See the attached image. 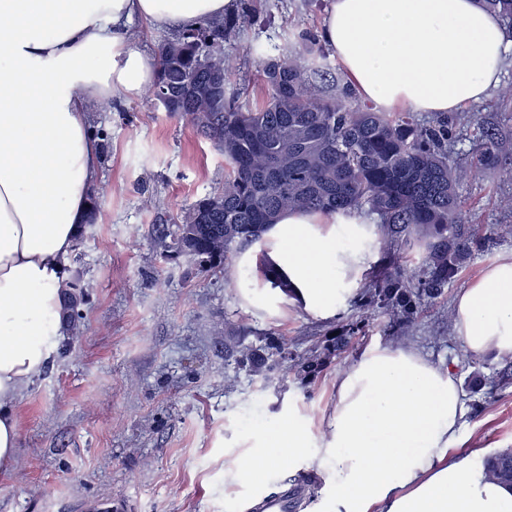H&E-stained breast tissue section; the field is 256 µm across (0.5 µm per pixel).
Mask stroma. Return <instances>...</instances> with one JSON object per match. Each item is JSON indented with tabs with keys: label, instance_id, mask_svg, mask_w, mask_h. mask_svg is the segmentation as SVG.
Listing matches in <instances>:
<instances>
[{
	"label": "stroma",
	"instance_id": "35a3bbf8",
	"mask_svg": "<svg viewBox=\"0 0 512 512\" xmlns=\"http://www.w3.org/2000/svg\"><path fill=\"white\" fill-rule=\"evenodd\" d=\"M330 0H235L247 21L224 44L233 69L228 87L242 104L264 96L261 62L250 52L263 43L294 52L295 33H319ZM104 132L101 197L94 223L69 260L70 279L88 294L77 328L15 402L20 439L13 469L0 475V512H81L111 502L116 512H226L229 502L286 487L297 491L296 512H317L330 487L323 476L274 468L265 483L229 480L228 457L245 452L274 421L296 417L311 446L322 443L323 421L336 400V378L378 346L400 345V330L382 310L363 311L367 277L338 315L314 317L281 301L279 314L256 305L266 279L258 266L247 283L230 285L223 273L200 272L174 256L161 238L164 220L198 198L221 192L224 157L191 123L169 116L150 91L133 101L93 111ZM491 131L499 142L494 173L470 168L476 139ZM449 162L462 171L459 195L467 223L488 236L442 295L425 303L408 341L432 360L452 365L463 390L465 424L457 447L481 458L512 449V359L476 358L454 329L456 294L483 267L512 251V55L484 103L458 112ZM257 345L260 334L287 338L295 354L330 350L324 370L304 379L295 372L273 383L224 363V339L239 322ZM356 325L348 350L333 348L340 326Z\"/></svg>",
	"mask_w": 512,
	"mask_h": 512
}]
</instances>
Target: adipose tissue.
Returning <instances> with one entry per match:
<instances>
[{"instance_id": "adipose-tissue-1", "label": "adipose tissue", "mask_w": 512, "mask_h": 512, "mask_svg": "<svg viewBox=\"0 0 512 512\" xmlns=\"http://www.w3.org/2000/svg\"><path fill=\"white\" fill-rule=\"evenodd\" d=\"M231 0H0V472L12 470V405L64 339L61 289L99 180L92 107L137 98L158 73L129 25L167 30L222 16ZM323 42L351 87L387 112H458L499 85L512 44L476 0H331ZM264 261L305 310L335 317L377 247L359 213L291 210ZM454 328L475 357L512 358V253L462 288ZM467 407L449 366L378 347L336 378L322 447L296 420L225 465L261 480L274 465L322 474L320 512H512V484L457 448Z\"/></svg>"}]
</instances>
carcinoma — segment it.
I'll use <instances>...</instances> for the list:
<instances>
[{
	"mask_svg": "<svg viewBox=\"0 0 512 512\" xmlns=\"http://www.w3.org/2000/svg\"><path fill=\"white\" fill-rule=\"evenodd\" d=\"M512 30V0H478ZM239 24L235 16L190 26L159 49V75L153 93L165 91L166 111L188 120L222 155L228 166L224 190L195 201L172 219L174 252L199 267L235 275L230 258L262 241L276 215L293 209L330 213L366 210L377 215L382 233L401 254L422 243L420 273L408 276L386 264L372 273L370 299L409 332L423 303L442 294L473 248L485 240L482 228L462 223L460 174L448 161V115L426 125L409 112L391 115L352 104L351 86L333 95L312 80L317 58L326 54L316 36L298 35L300 50L275 54L256 45L263 64L267 98L258 109L238 104L226 90L231 65L224 40ZM499 163L498 142L487 133L472 156V168L491 172ZM86 301L76 281L63 284L68 318H80ZM264 344L240 352L237 365L258 371L267 381L279 366L305 377L321 373L327 356L313 349L293 357L288 342L271 333ZM490 473L512 483V451L496 456Z\"/></svg>",
	"mask_w": 512,
	"mask_h": 512,
	"instance_id": "1",
	"label": "carcinoma"
}]
</instances>
